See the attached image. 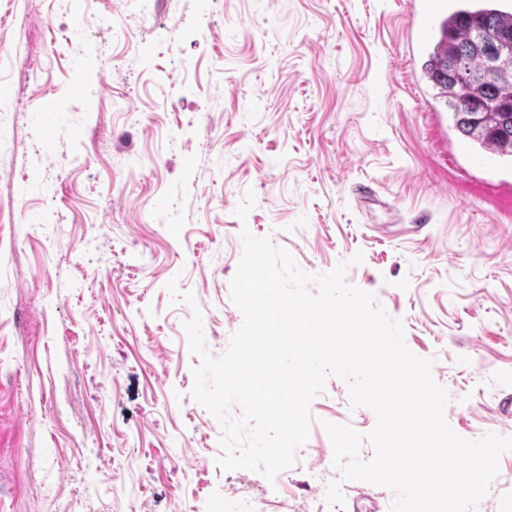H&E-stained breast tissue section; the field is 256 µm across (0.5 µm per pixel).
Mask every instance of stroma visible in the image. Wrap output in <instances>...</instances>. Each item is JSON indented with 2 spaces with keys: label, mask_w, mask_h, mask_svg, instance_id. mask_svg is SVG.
Returning a JSON list of instances; mask_svg holds the SVG:
<instances>
[{
  "label": "stroma",
  "mask_w": 512,
  "mask_h": 512,
  "mask_svg": "<svg viewBox=\"0 0 512 512\" xmlns=\"http://www.w3.org/2000/svg\"><path fill=\"white\" fill-rule=\"evenodd\" d=\"M409 2L0 0V512H390L333 466L324 422L376 424L334 376L283 483L217 467L166 285L221 354L245 227L305 272L348 262L451 429L512 437V162L450 126ZM475 512H512V449Z\"/></svg>",
  "instance_id": "obj_1"
}]
</instances>
